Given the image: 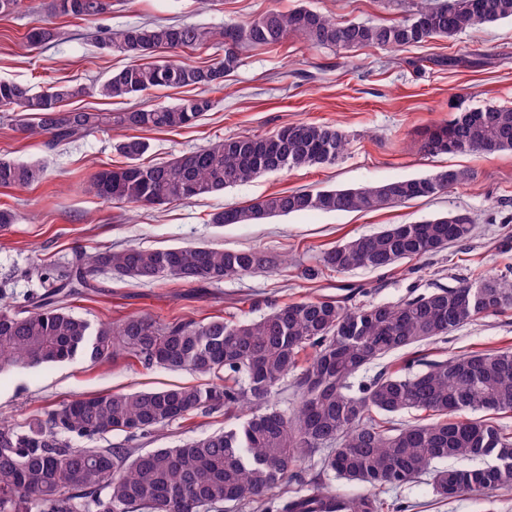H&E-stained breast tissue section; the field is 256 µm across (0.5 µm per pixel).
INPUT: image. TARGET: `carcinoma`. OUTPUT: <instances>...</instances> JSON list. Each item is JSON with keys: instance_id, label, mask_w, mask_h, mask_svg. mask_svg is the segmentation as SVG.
I'll use <instances>...</instances> for the list:
<instances>
[{"instance_id": "cac0c4a2", "label": "carcinoma", "mask_w": 512, "mask_h": 512, "mask_svg": "<svg viewBox=\"0 0 512 512\" xmlns=\"http://www.w3.org/2000/svg\"><path fill=\"white\" fill-rule=\"evenodd\" d=\"M112 0H52L54 13L93 21ZM512 20V0H419L401 20L337 21L310 7L271 9L258 18L206 27L192 23L130 24L103 38L105 48L129 63L94 88L67 84L34 92L0 81V108L20 112L19 130L45 136L56 147L112 123L125 129L190 127L213 101L192 96L173 105L134 107L112 117L66 110L63 102L90 94L136 98L161 88H223L224 75L241 63L249 46H275L296 36L314 46L397 50L430 39H453L473 27ZM58 31L40 20L25 36L27 46L54 42ZM223 45L208 65L189 64L181 53ZM346 145L338 128L311 122L287 125L269 135L217 138L171 161L142 163L145 141L117 145L125 162L91 175L87 190L105 200L161 206L222 192L264 174L336 161ZM422 149L430 155L512 149V107L486 105L460 111L427 130ZM37 161L0 158V187L42 181ZM471 180L464 169L316 192L276 193L244 207L212 214L210 223L257 224L294 213L377 210L431 197ZM466 212L392 224L380 232L342 241L323 252L324 266L343 273L383 270L472 238ZM276 264L258 248L207 246L142 249L110 247L79 253L68 266L41 269V290L14 301L0 289V375L12 368L50 366L78 356L106 362L123 356L145 368L190 371L200 377L224 373V383L156 390L100 393L71 400L22 424L0 419V512H224L226 503L264 512L274 489L298 476L308 453L326 451L322 468L372 488H397L433 471L442 499L474 492L512 490V430L494 420L512 413V348L426 360L413 375L382 368L352 393L350 379L391 354L436 341L478 319L512 308V280L485 275L453 288L411 296L398 303L355 304L350 295H316L274 305L249 320L210 317L160 323L132 314L119 322L90 323L71 302L96 292V277L116 274L140 282L175 279L190 285L218 283L262 273ZM295 378L298 403L285 412L271 403L274 390ZM224 409L240 423L175 448L134 454L129 448L75 445L112 432L134 438L180 420ZM405 411L427 414L424 422L398 425ZM483 413L463 417V412ZM491 459L482 466L437 468L456 459ZM319 479L281 497L277 512H323ZM340 512H382L373 494L342 498Z\"/></svg>"}]
</instances>
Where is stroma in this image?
<instances>
[{
  "instance_id": "obj_1",
  "label": "stroma",
  "mask_w": 512,
  "mask_h": 512,
  "mask_svg": "<svg viewBox=\"0 0 512 512\" xmlns=\"http://www.w3.org/2000/svg\"><path fill=\"white\" fill-rule=\"evenodd\" d=\"M417 0H112V9L93 22L52 16L51 0H27L19 15L0 16V80L43 90L62 84L96 86L122 68L124 57L103 48L105 31L128 24L191 22L219 27L266 11L305 5L339 20L374 23L406 16ZM52 19L59 36L51 44L25 48L31 26ZM212 109L189 128L145 131L150 144L143 160L157 163L208 145L218 137L269 134L308 121L339 128L347 146L335 162L270 173L225 192L164 206L105 203L86 193L91 174L120 164L116 150L126 131L103 127L83 138L49 148L43 139L15 129V114L0 109V157L43 160L42 182L1 188L0 210L16 216L0 231V286L24 296L39 287L37 271L62 265L78 250L128 245L157 248L206 244L238 250L259 248L277 265L268 272L200 287L178 280L155 283L97 278L98 293L74 304L96 323L137 313L161 322L256 318L271 304L336 293L338 286H363L356 302L396 303L454 286L480 275L512 278V151L486 157L473 153L426 155L427 127L461 110L512 106V21L466 30L452 40L432 39L395 51L322 48L288 37L274 47L243 49L240 66L211 92ZM469 170L473 179L438 196L366 212L308 211L262 224H210L212 213L295 190L355 188L431 174ZM470 213L474 238L391 270L337 273L321 257L336 243L448 212ZM512 348V309L468 324L447 337L418 346L431 359L470 351ZM187 371L146 369L119 357L94 363L79 357L50 367L15 369L0 375V414L21 423L63 402L108 391L152 390L196 385ZM223 412L198 415L147 437L115 432L96 440L99 448L121 445L135 452L172 448L190 438L223 431ZM384 512H512V491L473 493L442 500L431 475L380 492Z\"/></svg>"
}]
</instances>
